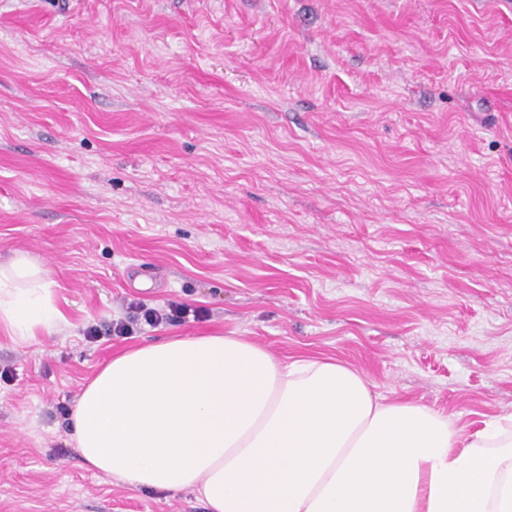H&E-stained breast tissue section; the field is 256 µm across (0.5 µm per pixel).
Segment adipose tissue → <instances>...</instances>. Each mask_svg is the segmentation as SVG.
<instances>
[{
  "label": "adipose tissue",
  "instance_id": "ef3b65f1",
  "mask_svg": "<svg viewBox=\"0 0 512 512\" xmlns=\"http://www.w3.org/2000/svg\"><path fill=\"white\" fill-rule=\"evenodd\" d=\"M46 268L0 264V325L27 340L65 316ZM72 439L132 489L191 492L208 512H512V414L471 429L386 399L347 362L290 361L241 336L173 337L113 355Z\"/></svg>",
  "mask_w": 512,
  "mask_h": 512
}]
</instances>
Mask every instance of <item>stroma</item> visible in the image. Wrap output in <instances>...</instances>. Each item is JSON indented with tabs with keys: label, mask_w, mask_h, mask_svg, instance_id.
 I'll use <instances>...</instances> for the list:
<instances>
[{
	"label": "stroma",
	"mask_w": 512,
	"mask_h": 512,
	"mask_svg": "<svg viewBox=\"0 0 512 512\" xmlns=\"http://www.w3.org/2000/svg\"><path fill=\"white\" fill-rule=\"evenodd\" d=\"M0 512H205L86 469L120 349L242 336L478 427L512 413V0H0ZM204 318L109 333L129 302ZM99 336L85 338L89 326ZM52 286L42 264L26 253L15 252L0 264V324L26 341L39 329L50 330L65 322L54 302Z\"/></svg>",
	"instance_id": "stroma-1"
}]
</instances>
